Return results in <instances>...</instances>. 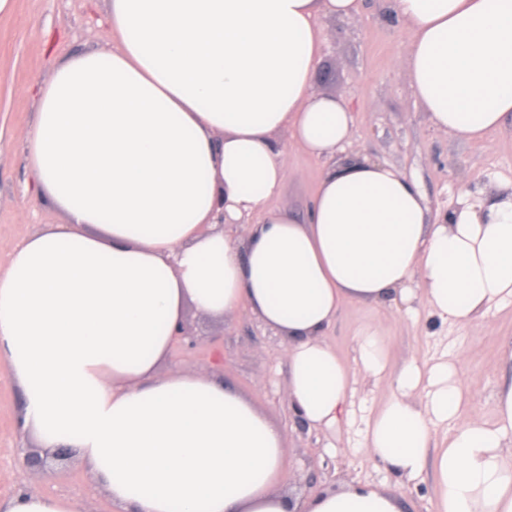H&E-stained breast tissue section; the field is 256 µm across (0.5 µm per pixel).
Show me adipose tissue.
Returning a JSON list of instances; mask_svg holds the SVG:
<instances>
[{
  "mask_svg": "<svg viewBox=\"0 0 512 512\" xmlns=\"http://www.w3.org/2000/svg\"><path fill=\"white\" fill-rule=\"evenodd\" d=\"M362 0H109L107 51L36 86L22 152L34 197L64 217L0 270V370L44 452L77 448L120 512H405L402 490L349 485L291 499L286 435L216 379L158 378L187 308L246 310L285 342L288 401L343 423L355 373L324 334L348 303L412 304L478 325L512 302V191L430 220L402 172L339 158L350 102L313 91L326 19ZM403 66L432 129L479 142L512 116V0H390ZM325 163L304 214L273 207L287 145ZM248 223L245 237L233 225ZM358 361L389 397L359 445L409 480L432 465L435 512H512V338L492 421L455 362L393 378L384 333Z\"/></svg>",
  "mask_w": 512,
  "mask_h": 512,
  "instance_id": "1",
  "label": "adipose tissue"
}]
</instances>
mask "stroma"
Segmentation results:
<instances>
[{
	"label": "stroma",
	"instance_id": "stroma-1",
	"mask_svg": "<svg viewBox=\"0 0 512 512\" xmlns=\"http://www.w3.org/2000/svg\"><path fill=\"white\" fill-rule=\"evenodd\" d=\"M387 0H364L358 14L324 23V50L313 89L350 100L355 122L346 157L366 155L392 165L416 182L431 217L457 210L465 201L490 195L512 182V119L471 143L429 128L406 82L400 59L407 40L403 26L386 8ZM107 0H15L0 17V265L11 251L46 225L61 223L55 208L33 201L21 154L36 110L29 86L46 79L56 61L76 52L107 49L98 21ZM289 179L274 204L304 212L323 171L321 161L297 148L288 150ZM381 323L388 348V372L413 359L459 356L462 383L471 411L483 421L494 417L493 394L499 377L503 339L512 337V306L491 310L479 327H460L421 309L418 320L391 303L377 307L350 303L326 332L327 341L347 363H354L356 334L366 323ZM195 348L175 344L172 358L159 368L218 376L250 399L289 440L291 460L282 486L304 498L325 487L393 485L388 467L356 448L354 428L333 432L309 428L288 403L284 343L254 316L244 312L218 321L188 311ZM224 354L215 366L212 351ZM23 398L12 379L0 372V502L19 492L62 496L83 512H115L108 493L92 489V476L71 460L56 474L26 472L19 450L30 445L20 419Z\"/></svg>",
	"mask_w": 512,
	"mask_h": 512
}]
</instances>
